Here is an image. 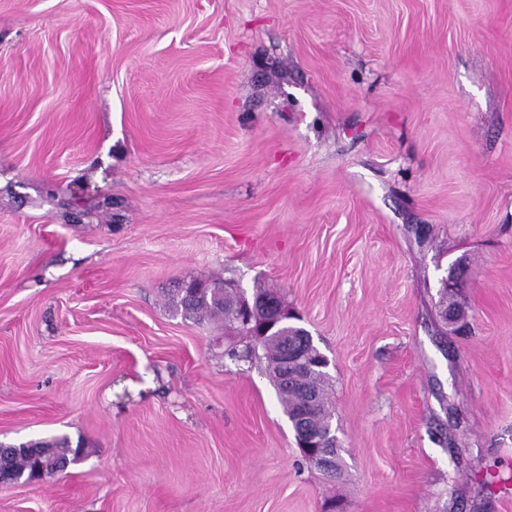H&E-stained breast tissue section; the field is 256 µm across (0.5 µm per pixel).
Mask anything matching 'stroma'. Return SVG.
<instances>
[{
    "instance_id": "35a3bbf8",
    "label": "stroma",
    "mask_w": 512,
    "mask_h": 512,
    "mask_svg": "<svg viewBox=\"0 0 512 512\" xmlns=\"http://www.w3.org/2000/svg\"><path fill=\"white\" fill-rule=\"evenodd\" d=\"M216 276L328 358L340 474L173 315ZM58 436L0 512H512V0H0V443Z\"/></svg>"
}]
</instances>
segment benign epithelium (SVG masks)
Returning <instances> with one entry per match:
<instances>
[{"mask_svg": "<svg viewBox=\"0 0 512 512\" xmlns=\"http://www.w3.org/2000/svg\"><path fill=\"white\" fill-rule=\"evenodd\" d=\"M289 312L277 300L259 299L252 304L238 308L234 321L250 329V334L260 331L268 335L276 326L285 324ZM318 363L305 357L303 351L297 350L283 355L279 368L283 374L295 369L311 370ZM320 409L316 396L307 395L302 410L291 418L293 426L297 427L296 438L298 445L305 452L310 462L328 476L336 475V427L331 424L333 417H328L330 423L316 424L315 415Z\"/></svg>", "mask_w": 512, "mask_h": 512, "instance_id": "7a95c632", "label": "benign epithelium"}]
</instances>
